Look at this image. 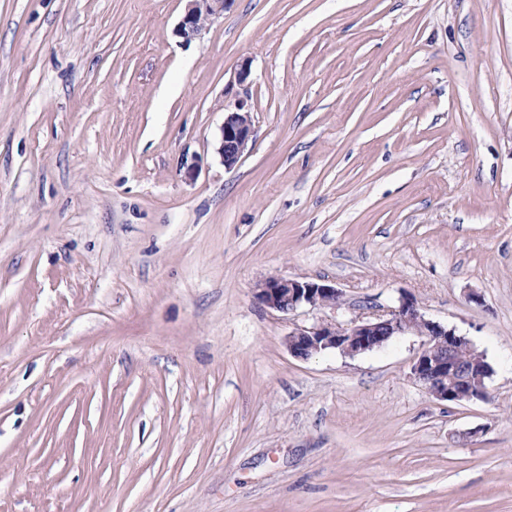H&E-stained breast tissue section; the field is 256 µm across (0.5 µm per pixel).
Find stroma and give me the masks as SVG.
<instances>
[{
  "label": "stroma",
  "mask_w": 512,
  "mask_h": 512,
  "mask_svg": "<svg viewBox=\"0 0 512 512\" xmlns=\"http://www.w3.org/2000/svg\"><path fill=\"white\" fill-rule=\"evenodd\" d=\"M183 9L0 0V512H512V0ZM404 294L487 399L429 395L414 334L289 354ZM186 2L184 13L178 23L177 33L188 42L206 31L211 24L224 15V10L234 0H182ZM253 134L250 107L245 100L235 104L234 110L227 111L220 129L217 152L225 169L233 168L240 160ZM342 297V291L332 285L282 277L267 278L254 290L259 304L281 313L301 307L336 309Z\"/></svg>",
  "instance_id": "1"
}]
</instances>
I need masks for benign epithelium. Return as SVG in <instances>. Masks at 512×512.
Here are the masks:
<instances>
[{
    "instance_id": "benign-epithelium-1",
    "label": "benign epithelium",
    "mask_w": 512,
    "mask_h": 512,
    "mask_svg": "<svg viewBox=\"0 0 512 512\" xmlns=\"http://www.w3.org/2000/svg\"><path fill=\"white\" fill-rule=\"evenodd\" d=\"M177 33L188 42L206 31L224 14L233 0H185ZM253 134L250 107L245 100L224 115L217 152L224 168L240 160ZM343 293L320 282L270 277L257 285L255 300L271 310L289 313L301 307L336 308ZM416 333L426 337L411 371L427 392L439 401L462 404L488 396L487 379L492 374L484 354L466 337L424 315L415 298L403 296L398 305L382 314L352 320L345 326L332 321L296 328L286 337L288 351L295 357L310 359L326 351L356 356L384 347L396 336ZM475 355L462 358V353Z\"/></svg>"
}]
</instances>
